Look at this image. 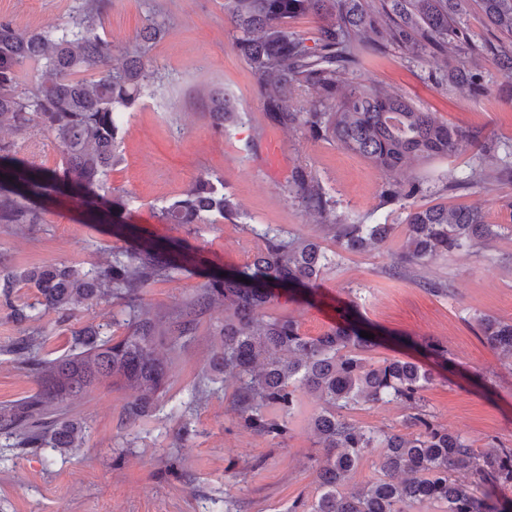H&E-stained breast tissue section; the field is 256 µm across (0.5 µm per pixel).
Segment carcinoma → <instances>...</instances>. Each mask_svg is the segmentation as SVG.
<instances>
[{
  "mask_svg": "<svg viewBox=\"0 0 512 512\" xmlns=\"http://www.w3.org/2000/svg\"><path fill=\"white\" fill-rule=\"evenodd\" d=\"M100 2L86 0L64 27L28 31L0 19V128L24 135L38 127L51 136L58 155L53 168L25 164L14 157L15 142L0 139V224L40 223L41 213L28 196L42 192H68L91 213L105 200L115 218L129 209L131 196L112 188L108 179L122 162L123 112L158 80L149 53L166 30L153 23L116 46L101 34ZM476 2L501 39L512 42V0ZM470 6V0H224V14L236 31L233 49L249 66L270 119L365 157L387 177L381 191L387 204L424 193L423 181L397 179L409 162L448 159L468 150L478 165L466 185L512 180L511 164H489L498 150L492 138L442 123L406 97L372 84L357 82L338 93L342 74L360 70L367 56L380 51L412 59L444 57L448 89L466 97L487 90L477 64L486 53L497 56L500 70L512 77V49L471 41L465 23ZM301 16L317 21L314 38L291 30L290 22ZM29 62L47 78L22 89ZM305 88L314 96L297 108L294 93ZM196 96L217 132L241 120L224 93L203 85ZM286 190L292 202L332 232L336 250L329 253L317 241L280 227H253L261 246L245 270L211 278L173 311L145 301L144 291L194 263L189 253L176 259L164 247L130 246L112 254L110 265L91 270L51 264L19 271L0 256V302L19 326L33 319L34 310L65 319L104 300L128 316L122 336L106 333L102 324L73 331V352L53 360L39 357L37 338H22L12 349L14 361L32 373L38 390L0 406V433L27 448H75L85 440L87 424L67 418L65 408L75 396L102 385L133 391L123 408L129 425L150 417L172 365L159 355V343L174 349L188 342L201 318L219 303L224 319L212 326L219 345L193 385L191 403L212 392L222 372L237 425L261 438L284 440L289 423L303 414L304 397L319 401L308 419L322 448L313 465L315 493L295 498L287 512H412L427 504L441 512H512V500L497 496V490L512 487V447L493 439L489 449L479 451L437 423L423 396L433 380L431 370L409 359L371 361L366 352L376 342L360 336L348 313L343 323L318 336L274 313L275 289L312 287L343 253L380 250L398 228L340 218L336 201L301 165L293 167ZM236 209L224 180L202 174L161 207L160 217L167 224H213L211 215L224 219ZM504 232L511 234L512 225L488 223L477 205L413 207L389 275L403 277L413 266ZM19 283L35 290V302L13 301ZM476 333L512 358V322L484 315L477 319ZM392 402L408 410L405 434L364 428L349 419L364 406ZM371 454L380 476L360 489L348 488ZM460 471L470 479H454Z\"/></svg>",
  "mask_w": 512,
  "mask_h": 512,
  "instance_id": "obj_1",
  "label": "carcinoma"
}]
</instances>
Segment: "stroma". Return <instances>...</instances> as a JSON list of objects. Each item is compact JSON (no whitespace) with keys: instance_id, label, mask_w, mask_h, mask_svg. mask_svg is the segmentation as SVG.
<instances>
[{"instance_id":"35a3bbf8","label":"stroma","mask_w":512,"mask_h":512,"mask_svg":"<svg viewBox=\"0 0 512 512\" xmlns=\"http://www.w3.org/2000/svg\"><path fill=\"white\" fill-rule=\"evenodd\" d=\"M83 3L0 0V17L22 29H41L64 24ZM105 17L117 45L151 23L169 30L150 52L160 80L125 112L129 133L120 146L123 161L109 176L111 186L128 191L132 202L122 218L105 212L96 219L70 199L43 195L41 223L0 224V254L15 267L62 263L87 270L107 265L113 252L134 243L188 252L195 265L174 270L145 294L147 301L174 309L210 276L244 269L260 245L248 225H277L333 250L331 235L283 194L298 164L322 181L337 215L364 224L404 222L407 202L381 204L386 177L367 159L271 123L249 67L233 49L235 31L224 0H107ZM481 64L488 90L465 101L442 84L446 65L438 56L378 53L361 71L344 75L343 82L393 89L442 122L492 137L499 162L512 164V78L497 69L491 55ZM202 84L236 99L242 114L238 125L222 134L213 129L195 96ZM0 138L15 139L21 160L47 168L57 162L50 138L40 131L16 138L0 129ZM473 165L472 153L466 152L412 164L398 177L429 186L418 204L478 203L488 223L504 222L511 181L446 190L449 175L467 176ZM204 173L223 178L238 204L236 216L215 224L162 223L160 208ZM402 243L398 236L383 249L345 255L314 288L278 289L276 312L294 317L303 333L316 336L339 322L342 312L352 311L376 341L372 360L409 356L433 370L424 396L439 423L479 450L493 437L512 446V359L475 333L480 315L512 321V239L438 257L396 279L388 269ZM430 281L441 284L442 292H429ZM223 317L221 308L211 309L194 340L173 353L167 391L155 415L137 426L121 424L130 392L102 386L74 398L67 409L68 416L89 427L82 447L15 448L0 435V512H224L228 495L237 499L240 512H287L299 494H313L314 435L305 419L291 423L284 443L264 439L238 427L231 404L218 391L192 407V434L180 433L194 380L216 346L211 326ZM87 319L80 312L62 323L47 313L28 329L41 339V356L53 359L68 352L72 330ZM22 331L0 305V405L37 391L11 353ZM431 340L444 347V354L428 349ZM260 457L266 463L258 468L254 462Z\"/></svg>"}]
</instances>
